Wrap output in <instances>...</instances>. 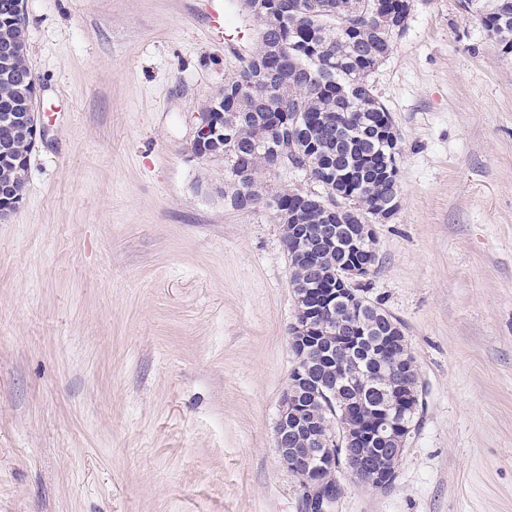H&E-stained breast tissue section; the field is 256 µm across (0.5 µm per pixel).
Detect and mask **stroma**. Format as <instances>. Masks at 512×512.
Returning a JSON list of instances; mask_svg holds the SVG:
<instances>
[{"mask_svg":"<svg viewBox=\"0 0 512 512\" xmlns=\"http://www.w3.org/2000/svg\"><path fill=\"white\" fill-rule=\"evenodd\" d=\"M43 137L0 221V512H301L275 426L294 365L282 227L200 183L195 114L259 26L239 0H25ZM398 207L357 289L422 396L384 489L332 512H512V54L414 0L371 77ZM398 156L399 149L397 144L394 148L388 151L387 154L384 155L383 163H384V174L386 179L389 181L390 191L388 193L389 198L393 200V206L395 207L397 204V198L399 195V180H398Z\"/></svg>","mask_w":512,"mask_h":512,"instance_id":"obj_1","label":"stroma"}]
</instances>
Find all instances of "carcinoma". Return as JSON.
I'll list each match as a JSON object with an SVG mask.
<instances>
[{
  "label": "carcinoma",
  "instance_id": "1",
  "mask_svg": "<svg viewBox=\"0 0 512 512\" xmlns=\"http://www.w3.org/2000/svg\"><path fill=\"white\" fill-rule=\"evenodd\" d=\"M476 4L488 36L505 54L512 53V0H488ZM244 10L255 16L256 8L275 20L278 36L285 46L282 54L271 58L265 44L224 78V105L219 95L202 107L208 111L220 106L224 114L238 113L232 124L231 140L224 142V157L210 154L208 160H224L229 186L240 183L262 189L256 180L259 170L268 168L264 153L266 141L281 137L288 145L286 155L305 171L309 157L292 136L294 125L330 123L334 137L327 149L328 171L320 172L323 196L334 200L342 187L336 177L353 173L351 190L361 197L360 218L372 220L387 203V189L377 165L379 156L392 136V122L385 105L374 94L371 76L393 52L395 39L402 35L411 11L410 0H242ZM27 111L23 86L0 77V133L10 124V116ZM360 116L384 121L387 136L374 138L357 128ZM250 153L248 167L232 170L234 158ZM29 140L20 135L12 149L0 151V172L28 171ZM278 208L298 210L303 224H337L312 202L296 196L290 189L273 194Z\"/></svg>",
  "mask_w": 512,
  "mask_h": 512
}]
</instances>
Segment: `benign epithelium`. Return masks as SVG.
<instances>
[{
  "label": "benign epithelium",
  "instance_id": "1",
  "mask_svg": "<svg viewBox=\"0 0 512 512\" xmlns=\"http://www.w3.org/2000/svg\"><path fill=\"white\" fill-rule=\"evenodd\" d=\"M274 25L262 17L260 39L272 57L283 46L273 37ZM18 121L30 130V148L41 137L36 112L19 113ZM224 125L222 112H198L192 145L212 152L213 135ZM399 149L384 155V174L389 181V198L397 200ZM26 178L0 185V193L23 201ZM344 249L350 257L330 271V282L317 268V253L338 242L331 225L318 229L305 224L291 225L287 254L291 263L307 266V277L290 280L296 299L295 319L289 326L288 341L295 366L279 405L275 447L281 464L299 482L303 512H328L338 494V485L324 482L323 474L346 471L356 481L374 487L386 486L384 475L396 473L413 427L419 405L420 379L411 372L414 361L401 328L388 321L379 336L383 349L391 352L389 386L380 390L373 404L364 400L376 388L372 374L351 366L356 350L372 331L365 320L366 298L354 288L368 275L375 262L374 237L370 224H348ZM358 395L334 418H320L312 411L321 398H336L342 391Z\"/></svg>",
  "mask_w": 512,
  "mask_h": 512
}]
</instances>
